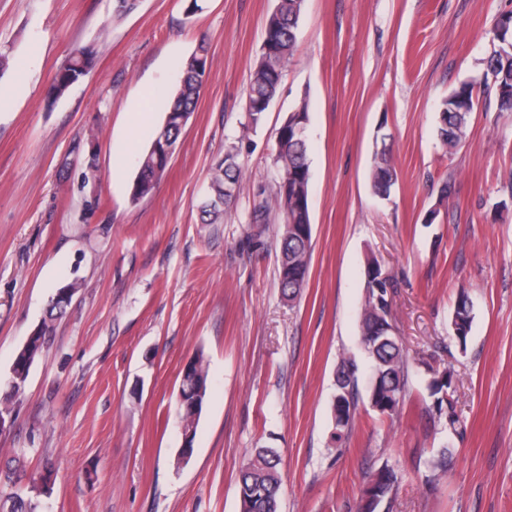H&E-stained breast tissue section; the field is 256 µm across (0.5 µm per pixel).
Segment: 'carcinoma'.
Segmentation results:
<instances>
[{
    "mask_svg": "<svg viewBox=\"0 0 512 512\" xmlns=\"http://www.w3.org/2000/svg\"><path fill=\"white\" fill-rule=\"evenodd\" d=\"M305 0H278L270 15L260 54L250 72L246 112L249 123L256 127L264 120L270 103L277 94L284 68L297 51L296 33ZM491 40L504 46L512 43V11L502 15L491 31ZM209 47L204 40L182 63V76L162 125L142 156L131 187V200L136 202L153 194L159 179L168 168L171 156L167 149L177 146L184 129L181 118L192 114L198 105L207 77ZM92 54L87 49L74 50L57 69L52 82V96L65 94L87 71ZM494 103L499 112H512V56L490 54L484 59V74L479 79L461 83L448 94L438 112L437 134L441 144L455 148L463 139L471 112L480 98ZM309 103L302 98L276 131L273 161L277 170L275 190L258 187L260 200L252 213V223L266 224L271 212L281 218L275 238L279 245L278 281L282 296L292 302L298 299L308 284L312 253V224L309 210L310 166L306 134L296 127L307 126ZM395 169L390 164V151L376 153L371 169L372 188L376 195L386 197L394 183ZM242 183L240 148L230 147L213 167L206 199L201 203L200 220L215 224L224 208L235 203ZM394 279L380 265H369L366 293L359 326L360 343L375 368L370 387V406L382 414L396 412L408 383L406 348L393 336L391 300L388 289ZM70 306L57 296H51L41 322L40 334L31 338L16 353L10 371L0 379V412L14 413L25 392L30 370L49 345L56 321L62 319ZM473 320L472 306L461 296L456 306L452 330L460 343H466ZM208 371L203 354L189 360L181 371L179 417L184 445L177 457L186 461L193 456L196 428L208 393ZM453 374L435 371L428 382L433 408L438 417L449 425L456 423L448 389ZM358 365L352 356L341 359L335 374V394L332 403L336 439L349 431L359 402ZM398 482L391 469L380 470L361 497L359 512H377L390 497ZM282 485L280 458L273 448H259L240 470V512H279ZM45 505L34 491L22 495L13 492L0 497V512H44Z\"/></svg>",
    "mask_w": 512,
    "mask_h": 512,
    "instance_id": "carcinoma-1",
    "label": "carcinoma"
}]
</instances>
